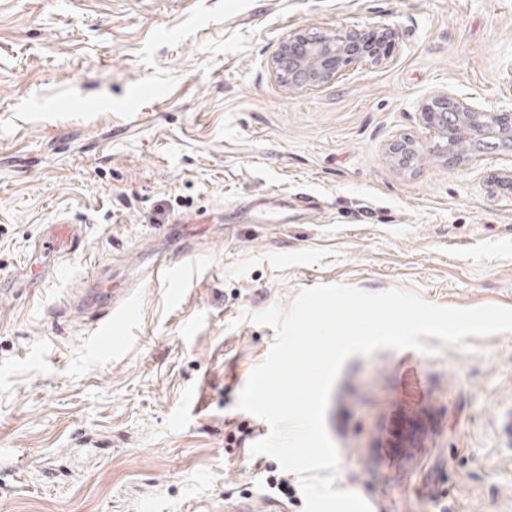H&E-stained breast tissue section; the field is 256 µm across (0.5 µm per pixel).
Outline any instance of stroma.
Returning <instances> with one entry per match:
<instances>
[{
	"label": "stroma",
	"instance_id": "stroma-1",
	"mask_svg": "<svg viewBox=\"0 0 512 512\" xmlns=\"http://www.w3.org/2000/svg\"><path fill=\"white\" fill-rule=\"evenodd\" d=\"M371 26L395 33L381 66L307 92L269 70L293 32ZM442 92L512 112V0H0V279L43 225L87 227L45 287L0 291V512H303L237 407L275 337L251 314L322 284L512 307V197L489 187L512 153L388 154ZM162 255L182 288L147 280ZM114 288L135 311L103 341ZM425 343L345 362L335 489L512 512V333Z\"/></svg>",
	"mask_w": 512,
	"mask_h": 512
}]
</instances>
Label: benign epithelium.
<instances>
[{"mask_svg": "<svg viewBox=\"0 0 512 512\" xmlns=\"http://www.w3.org/2000/svg\"><path fill=\"white\" fill-rule=\"evenodd\" d=\"M395 38L386 27L347 31L336 30L327 36L310 37L291 34L285 38L278 53L270 61L272 75L285 87L296 90H314L336 82L343 67L355 63L374 67L384 58V50ZM425 128L434 137V147L446 155L448 147L453 159L473 161L480 157L475 149L465 150V143L474 137V128L488 129L490 134L512 136V114L483 112L470 103L443 92L420 106ZM423 149L419 139L406 137L392 144L388 152L401 159H410Z\"/></svg>", "mask_w": 512, "mask_h": 512, "instance_id": "benign-epithelium-1", "label": "benign epithelium"}]
</instances>
